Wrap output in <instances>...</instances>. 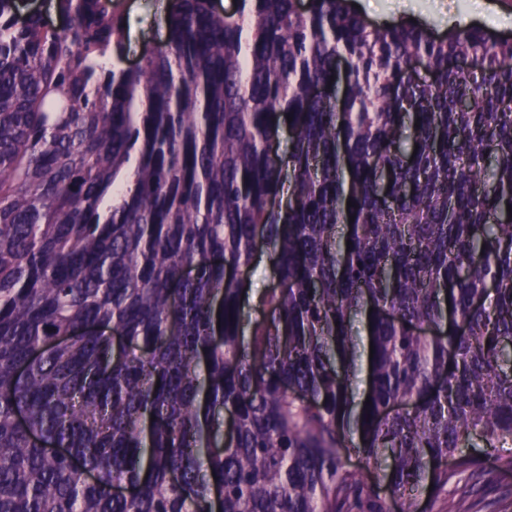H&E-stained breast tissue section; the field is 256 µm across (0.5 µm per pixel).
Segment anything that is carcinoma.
Returning a JSON list of instances; mask_svg holds the SVG:
<instances>
[{
    "label": "carcinoma",
    "mask_w": 512,
    "mask_h": 512,
    "mask_svg": "<svg viewBox=\"0 0 512 512\" xmlns=\"http://www.w3.org/2000/svg\"><path fill=\"white\" fill-rule=\"evenodd\" d=\"M354 2L173 0L133 69L116 0H0V512H421L512 472V39ZM259 259L255 264V271L252 276L250 285V295L253 296V300L259 298V296L268 288H271L273 284L271 261L266 252H258Z\"/></svg>",
    "instance_id": "carcinoma-1"
}]
</instances>
